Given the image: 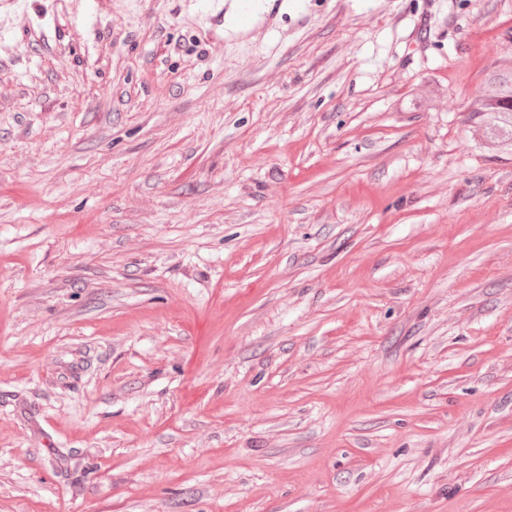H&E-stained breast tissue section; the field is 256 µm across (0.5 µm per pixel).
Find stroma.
<instances>
[{"label": "stroma", "instance_id": "stroma-1", "mask_svg": "<svg viewBox=\"0 0 512 512\" xmlns=\"http://www.w3.org/2000/svg\"><path fill=\"white\" fill-rule=\"evenodd\" d=\"M512 0H0V512H512ZM237 6L227 16L228 26L236 30H249L255 22L258 0H235ZM493 93L471 100L468 112L470 119L488 120L483 126L486 134L512 152V66H497L490 76Z\"/></svg>", "mask_w": 512, "mask_h": 512}]
</instances>
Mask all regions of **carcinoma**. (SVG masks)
Masks as SVG:
<instances>
[{
  "instance_id": "carcinoma-1",
  "label": "carcinoma",
  "mask_w": 512,
  "mask_h": 512,
  "mask_svg": "<svg viewBox=\"0 0 512 512\" xmlns=\"http://www.w3.org/2000/svg\"><path fill=\"white\" fill-rule=\"evenodd\" d=\"M490 80L493 93L471 100L470 118L484 122L486 134L512 152V66L495 67Z\"/></svg>"
}]
</instances>
